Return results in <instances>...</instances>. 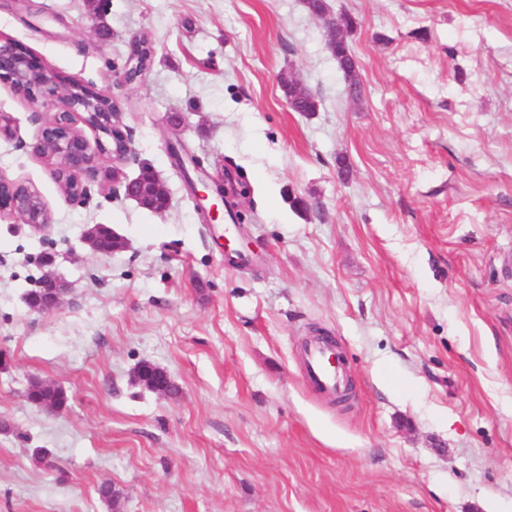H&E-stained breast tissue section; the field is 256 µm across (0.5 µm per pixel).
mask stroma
Instances as JSON below:
<instances>
[{
    "mask_svg": "<svg viewBox=\"0 0 512 512\" xmlns=\"http://www.w3.org/2000/svg\"><path fill=\"white\" fill-rule=\"evenodd\" d=\"M356 27L352 97L304 0H0V36L117 99L166 211L64 197L47 114L0 82V172L51 225L0 219V512H497L512 503V0H328ZM148 71L118 85L132 39ZM315 94L292 111L279 78ZM239 178L230 264L169 143ZM126 238L89 251L87 227ZM51 255L62 307L27 302ZM329 336L354 394L299 346ZM163 368L167 397L133 378ZM57 385L67 406L30 401ZM43 462H35V453ZM119 491L118 506L99 494ZM101 227L107 228L109 237V246L104 245L103 234L100 232ZM83 241L89 247L93 254L112 255L115 252L122 251L127 248L128 242L125 238L117 234L110 227L97 224L88 228L83 234ZM335 352L333 346L316 339L306 343L303 349L305 379L326 396L342 395L345 389L344 358L339 352L342 365L333 364L331 358Z\"/></svg>",
    "mask_w": 512,
    "mask_h": 512,
    "instance_id": "obj_1",
    "label": "stroma"
}]
</instances>
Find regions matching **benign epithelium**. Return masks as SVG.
<instances>
[{
    "mask_svg": "<svg viewBox=\"0 0 512 512\" xmlns=\"http://www.w3.org/2000/svg\"><path fill=\"white\" fill-rule=\"evenodd\" d=\"M6 82L17 94L32 104L43 106L53 117L41 129L32 151L45 159L55 182L64 185L70 181L75 189L65 193L67 199L81 203L87 199L88 184L98 182L111 186L112 191H123L125 197L141 202V185L151 182L154 194L168 199V193L155 171L144 165L139 175L127 180L122 165L131 157L130 142L116 125V104L112 95L72 82L62 88L45 65L30 55L17 51L14 43L0 36V82ZM84 113L83 121L110 138L90 143L75 128L73 116ZM202 189L195 190L197 209L203 222L211 224L219 217V207L232 209V200L244 196L245 188L232 176L219 173L204 175ZM14 216L24 224L46 230L51 217L46 203L38 190L0 173V215ZM101 225L87 229L83 241L92 253L111 255L127 248L125 238L108 230L109 245H104ZM39 293L45 296L39 310H50L63 303L65 286L53 274L40 281ZM136 379L146 388L171 395L172 385L167 377L151 363L140 364L135 371Z\"/></svg>",
    "mask_w": 512,
    "mask_h": 512,
    "instance_id": "obj_1",
    "label": "benign epithelium"
}]
</instances>
